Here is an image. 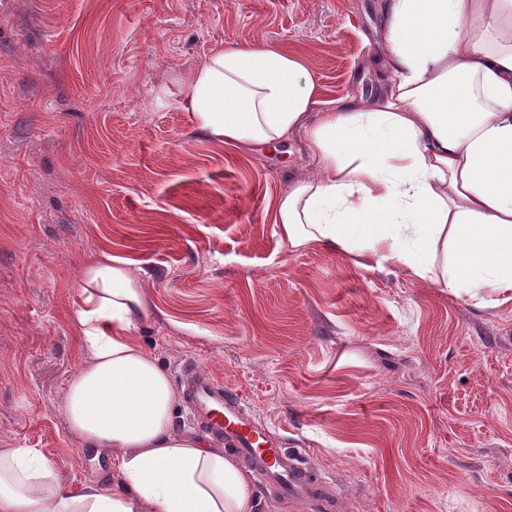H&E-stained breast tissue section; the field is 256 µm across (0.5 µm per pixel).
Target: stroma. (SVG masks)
<instances>
[{"instance_id": "obj_1", "label": "stroma", "mask_w": 512, "mask_h": 512, "mask_svg": "<svg viewBox=\"0 0 512 512\" xmlns=\"http://www.w3.org/2000/svg\"><path fill=\"white\" fill-rule=\"evenodd\" d=\"M385 2L0 0V449L111 486L63 416L106 254L148 270L132 334L172 383L191 361L237 389L335 512H512V304L290 250L274 204L315 158L225 146L179 103L228 46L300 52L318 108L374 96Z\"/></svg>"}]
</instances>
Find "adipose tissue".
Listing matches in <instances>:
<instances>
[{"instance_id":"adipose-tissue-1","label":"adipose tissue","mask_w":512,"mask_h":512,"mask_svg":"<svg viewBox=\"0 0 512 512\" xmlns=\"http://www.w3.org/2000/svg\"><path fill=\"white\" fill-rule=\"evenodd\" d=\"M373 100L315 111L299 52L227 48L188 76L182 106L234 148L302 136L315 175L275 206L289 248L408 268L472 299L512 300V0H389ZM63 414L111 454V487L65 481L33 448L0 450V512H255L245 470L175 426L179 393L132 329L150 313L127 260L89 257Z\"/></svg>"}]
</instances>
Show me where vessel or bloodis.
I'll use <instances>...</instances> for the list:
<instances>
[{"mask_svg": "<svg viewBox=\"0 0 512 512\" xmlns=\"http://www.w3.org/2000/svg\"><path fill=\"white\" fill-rule=\"evenodd\" d=\"M181 378L187 405L202 428L221 441L252 469L259 485L272 488L281 498L313 503L329 512L332 495L310 467L284 448L270 427L256 418L240 394L185 363Z\"/></svg>", "mask_w": 512, "mask_h": 512, "instance_id": "1", "label": "vessel or blood"}]
</instances>
